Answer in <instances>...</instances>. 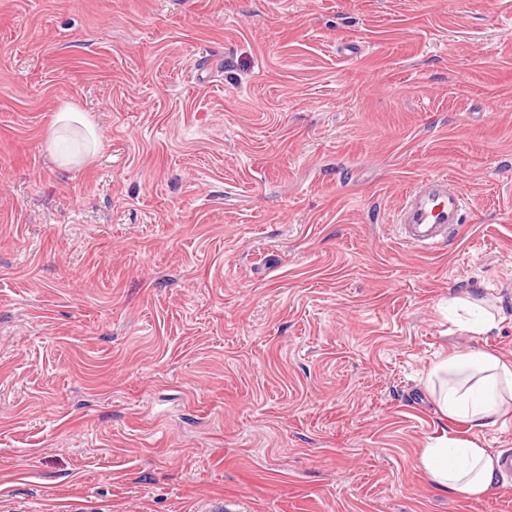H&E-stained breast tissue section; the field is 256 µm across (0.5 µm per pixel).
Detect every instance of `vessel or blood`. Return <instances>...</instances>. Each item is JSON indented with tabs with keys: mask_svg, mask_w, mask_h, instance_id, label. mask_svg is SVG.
I'll use <instances>...</instances> for the list:
<instances>
[{
	"mask_svg": "<svg viewBox=\"0 0 512 512\" xmlns=\"http://www.w3.org/2000/svg\"><path fill=\"white\" fill-rule=\"evenodd\" d=\"M472 201L447 177L432 175L411 183L396 210L394 227L400 240L417 250L450 247L468 220Z\"/></svg>",
	"mask_w": 512,
	"mask_h": 512,
	"instance_id": "obj_1",
	"label": "vessel or blood"
}]
</instances>
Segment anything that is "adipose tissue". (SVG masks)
Returning a JSON list of instances; mask_svg holds the SVG:
<instances>
[{
  "instance_id": "adipose-tissue-1",
  "label": "adipose tissue",
  "mask_w": 512,
  "mask_h": 512,
  "mask_svg": "<svg viewBox=\"0 0 512 512\" xmlns=\"http://www.w3.org/2000/svg\"><path fill=\"white\" fill-rule=\"evenodd\" d=\"M99 135L84 112L67 106L56 113L46 135L47 152L69 168L94 157ZM449 307L460 311V331L486 334L498 325L497 310L471 292L450 296ZM426 385L441 414L478 430L496 425L512 411V363L487 351L444 356L426 375ZM420 465L434 488L478 498L498 487V454L465 440L424 449Z\"/></svg>"
}]
</instances>
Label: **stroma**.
Wrapping results in <instances>:
<instances>
[{"label": "stroma", "mask_w": 512, "mask_h": 512, "mask_svg": "<svg viewBox=\"0 0 512 512\" xmlns=\"http://www.w3.org/2000/svg\"><path fill=\"white\" fill-rule=\"evenodd\" d=\"M435 173L475 207L426 253ZM472 350L512 362V0H0V512H512L419 464L512 448L426 390ZM68 136L78 137L82 151L77 154L60 152L61 140ZM99 135L93 122L75 107L67 106L55 114L54 121L46 135L47 152L62 168L74 167L94 157L97 153ZM472 201L448 185L440 175L411 183L396 210L393 227L412 249L442 250L450 247L468 220ZM448 307L466 313L478 312V318L461 317L458 322L460 331L473 334H486L497 328L498 311L487 304L485 299L471 292L452 295L448 298Z\"/></svg>", "instance_id": "stroma-1"}]
</instances>
